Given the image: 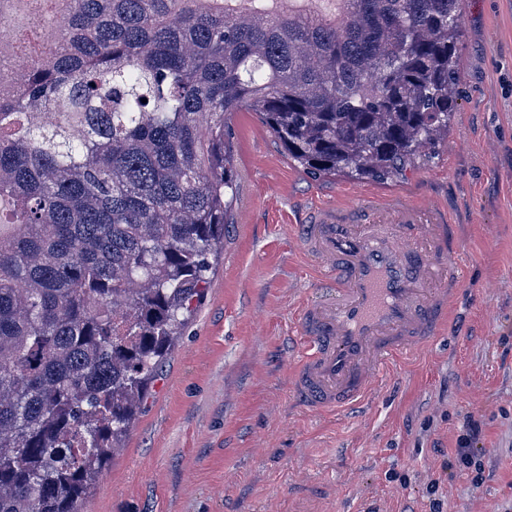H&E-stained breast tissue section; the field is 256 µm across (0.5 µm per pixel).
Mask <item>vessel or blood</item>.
Masks as SVG:
<instances>
[{"label": "vessel or blood", "instance_id": "b4317fda", "mask_svg": "<svg viewBox=\"0 0 512 512\" xmlns=\"http://www.w3.org/2000/svg\"><path fill=\"white\" fill-rule=\"evenodd\" d=\"M321 295L295 309L306 347L290 376L304 409L368 410L393 365L430 346L460 291V227L442 209L321 206L302 229Z\"/></svg>", "mask_w": 512, "mask_h": 512}]
</instances>
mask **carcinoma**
<instances>
[{
    "label": "carcinoma",
    "mask_w": 512,
    "mask_h": 512,
    "mask_svg": "<svg viewBox=\"0 0 512 512\" xmlns=\"http://www.w3.org/2000/svg\"><path fill=\"white\" fill-rule=\"evenodd\" d=\"M274 2L0 0V512H81L132 427L224 244L233 113L378 180L448 128L462 0Z\"/></svg>",
    "instance_id": "1"
}]
</instances>
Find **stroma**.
<instances>
[{
	"mask_svg": "<svg viewBox=\"0 0 512 512\" xmlns=\"http://www.w3.org/2000/svg\"><path fill=\"white\" fill-rule=\"evenodd\" d=\"M440 146L384 180L313 175L260 114L234 113L237 192L204 297L82 512H507L512 507V0H464ZM436 202L462 227L446 336L359 417L297 407L294 308L316 294L295 233L319 204ZM482 483L444 469L470 420ZM438 492H431V481Z\"/></svg>",
	"mask_w": 512,
	"mask_h": 512,
	"instance_id": "35a3bbf8",
	"label": "stroma"
}]
</instances>
